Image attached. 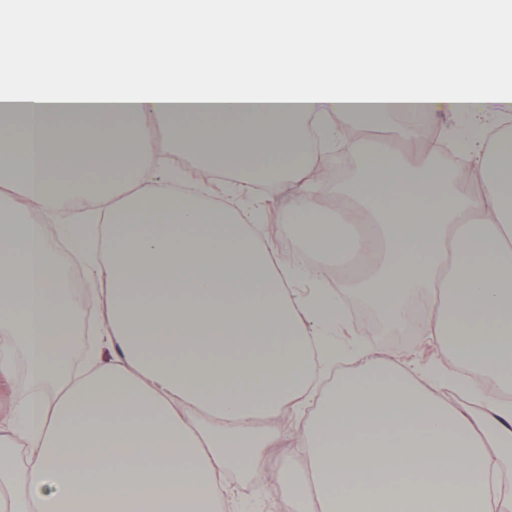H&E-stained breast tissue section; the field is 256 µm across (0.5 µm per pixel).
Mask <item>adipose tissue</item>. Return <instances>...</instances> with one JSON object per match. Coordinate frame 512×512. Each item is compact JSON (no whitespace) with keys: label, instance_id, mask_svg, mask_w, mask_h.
Listing matches in <instances>:
<instances>
[{"label":"adipose tissue","instance_id":"adipose-tissue-1","mask_svg":"<svg viewBox=\"0 0 512 512\" xmlns=\"http://www.w3.org/2000/svg\"><path fill=\"white\" fill-rule=\"evenodd\" d=\"M467 7L486 34L458 27ZM46 0L0 11V379L27 359L0 417V512H224L226 472H272L277 512H512V0ZM472 112L462 170L415 115ZM352 114L401 117L392 140L346 139ZM363 153L343 186L317 179L305 124ZM162 128L170 154L155 174ZM116 171L111 186L76 180ZM288 178L287 244L224 204ZM63 210L79 212L57 231ZM318 263L284 264L282 248ZM362 278L384 315L415 302L444 357L421 381L403 355H346L333 280ZM83 267L99 344L82 341L67 279ZM478 376L462 412L441 390ZM286 462L273 451L285 440Z\"/></svg>","mask_w":512,"mask_h":512}]
</instances>
